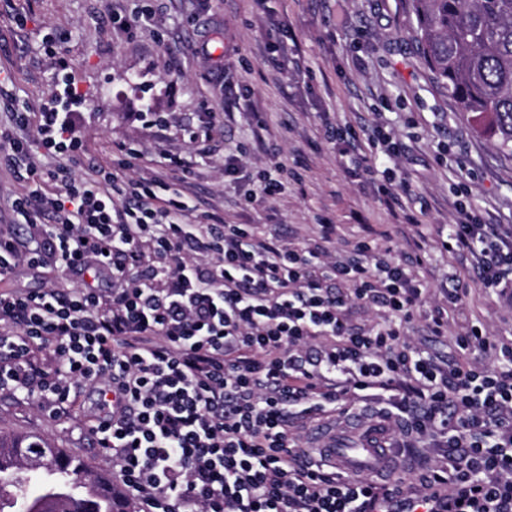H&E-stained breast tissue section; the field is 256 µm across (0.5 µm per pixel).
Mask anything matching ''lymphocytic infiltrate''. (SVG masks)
<instances>
[{"label": "lymphocytic infiltrate", "instance_id": "f902f5d3", "mask_svg": "<svg viewBox=\"0 0 512 512\" xmlns=\"http://www.w3.org/2000/svg\"><path fill=\"white\" fill-rule=\"evenodd\" d=\"M53 95L0 128V163L25 182L24 236L0 231V279L17 264L107 274L112 288L0 292V390L52 416L98 396L89 427L141 512H372L404 490L442 512H512V338L448 327L469 290L431 299L402 259L363 239L304 245L226 224L180 188L112 168L77 174L86 99L53 41ZM54 158L51 166L41 157ZM446 251L476 260L481 288L512 290V227L463 201ZM452 336L442 358L415 322ZM407 452L436 450L394 486L336 479L304 458V418L347 406Z\"/></svg>", "mask_w": 512, "mask_h": 512}]
</instances>
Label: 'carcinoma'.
Masks as SVG:
<instances>
[{
    "instance_id": "obj_1",
    "label": "carcinoma",
    "mask_w": 512,
    "mask_h": 512,
    "mask_svg": "<svg viewBox=\"0 0 512 512\" xmlns=\"http://www.w3.org/2000/svg\"><path fill=\"white\" fill-rule=\"evenodd\" d=\"M416 18V39L434 79L448 89L459 112H472L485 121L484 131L499 147L512 152V0H408ZM38 441L22 433H0V488L14 484L23 496H32L34 512H66L82 501L90 512H138L130 498L117 493L107 501L85 493L42 505L39 468L23 459L18 448ZM52 454L67 461L60 471L94 486L99 473L82 459L50 444Z\"/></svg>"
}]
</instances>
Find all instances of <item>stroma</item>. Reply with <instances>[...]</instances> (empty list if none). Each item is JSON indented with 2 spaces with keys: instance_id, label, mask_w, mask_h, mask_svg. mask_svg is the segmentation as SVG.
I'll list each match as a JSON object with an SVG mask.
<instances>
[{
  "instance_id": "35a3bbf8",
  "label": "stroma",
  "mask_w": 512,
  "mask_h": 512,
  "mask_svg": "<svg viewBox=\"0 0 512 512\" xmlns=\"http://www.w3.org/2000/svg\"><path fill=\"white\" fill-rule=\"evenodd\" d=\"M130 17L153 23L126 37L98 23L100 0H6L0 5V71L10 74L13 108L35 109L54 91V68L43 39L53 36L85 92V162L110 165L118 144L140 150L142 176L186 180L189 205L228 224H261L294 244L316 225L335 224L339 241L371 236L377 248L401 256L417 233L429 257L419 276L438 293L457 274L472 276L469 260L438 248L463 199L512 225V153L498 148L472 116L460 113L437 83L413 37L407 0H109ZM26 13L25 28L13 22ZM286 55L265 61L268 38ZM168 116L164 126L147 113ZM216 113L211 160L196 157L189 130ZM354 128L359 151L375 171L391 170L409 187L406 205L419 226L397 225L364 178L348 171L326 127ZM390 130L403 152L387 156L373 134ZM185 168L161 167L160 154ZM242 159L222 175L225 158ZM288 169L280 195L248 201L264 173ZM482 321L512 338V295L473 289L459 324ZM42 434L90 465L111 470L80 420L52 418L30 398L0 391V431Z\"/></svg>"
}]
</instances>
